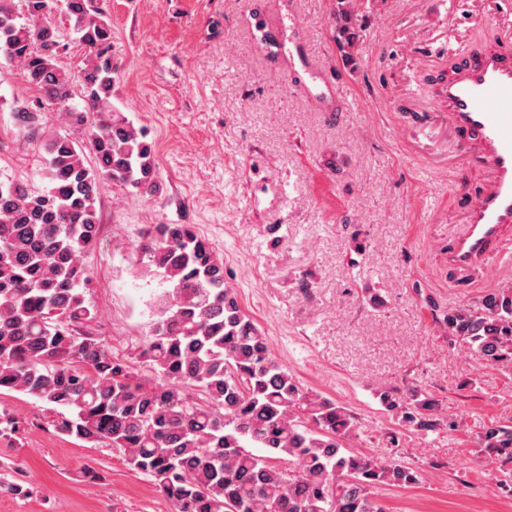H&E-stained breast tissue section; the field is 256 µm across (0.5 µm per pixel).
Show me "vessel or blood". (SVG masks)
<instances>
[{
    "instance_id": "vessel-or-blood-1",
    "label": "vessel or blood",
    "mask_w": 512,
    "mask_h": 512,
    "mask_svg": "<svg viewBox=\"0 0 512 512\" xmlns=\"http://www.w3.org/2000/svg\"><path fill=\"white\" fill-rule=\"evenodd\" d=\"M288 68L311 78L306 90L322 111L339 109L338 69L313 59L299 15L289 12ZM434 121L459 139L460 155L485 174L462 211L464 231L448 246V266L460 277L487 271L512 253V56L492 45L464 55L432 91Z\"/></svg>"
}]
</instances>
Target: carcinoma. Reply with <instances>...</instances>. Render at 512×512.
<instances>
[{
    "label": "carcinoma",
    "instance_id": "obj_1",
    "mask_svg": "<svg viewBox=\"0 0 512 512\" xmlns=\"http://www.w3.org/2000/svg\"><path fill=\"white\" fill-rule=\"evenodd\" d=\"M0 0V57L20 66L38 96L15 108L38 128L55 106L72 126L89 125L95 166L67 135L45 141L48 188L0 181V390L62 410L56 429L125 451L176 512H383L378 485L406 486L418 473L346 447L352 415L303 391L269 340L244 313L224 262L188 224H153L139 251L165 284L136 375L86 330L84 254L96 243V202L105 182L157 189L152 146L112 103V25L96 0H63L86 49L78 75L59 63L66 44L49 20L51 0ZM79 83L85 106L71 105ZM97 120L87 123V113ZM448 333L486 363L512 365V288L448 312ZM383 396L405 423L433 427L429 402ZM483 449L512 459V426H487Z\"/></svg>",
    "mask_w": 512,
    "mask_h": 512
}]
</instances>
